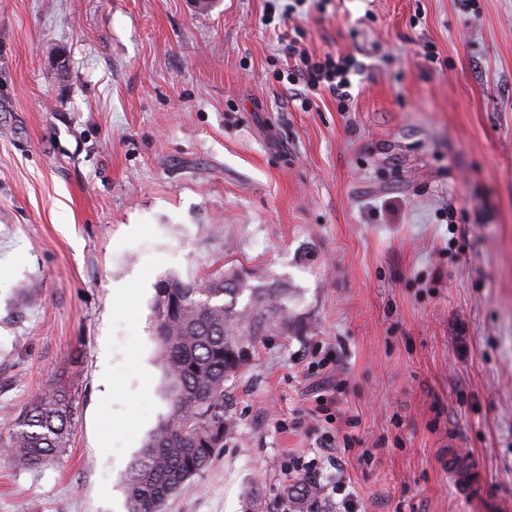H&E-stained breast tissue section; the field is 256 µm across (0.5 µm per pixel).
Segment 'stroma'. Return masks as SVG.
I'll use <instances>...</instances> for the list:
<instances>
[{
    "label": "stroma",
    "mask_w": 512,
    "mask_h": 512,
    "mask_svg": "<svg viewBox=\"0 0 512 512\" xmlns=\"http://www.w3.org/2000/svg\"><path fill=\"white\" fill-rule=\"evenodd\" d=\"M287 2L0 0V430L45 381L77 406L53 467L0 461V512H125L168 411L156 285L231 267L293 319L164 512H266L295 457L358 512H512V0ZM283 32L362 63L348 111L293 101ZM467 469V463L462 464V460L456 459L453 454L448 456V474L454 478L463 495L476 499L482 493L481 482L471 469Z\"/></svg>",
    "instance_id": "obj_1"
}]
</instances>
